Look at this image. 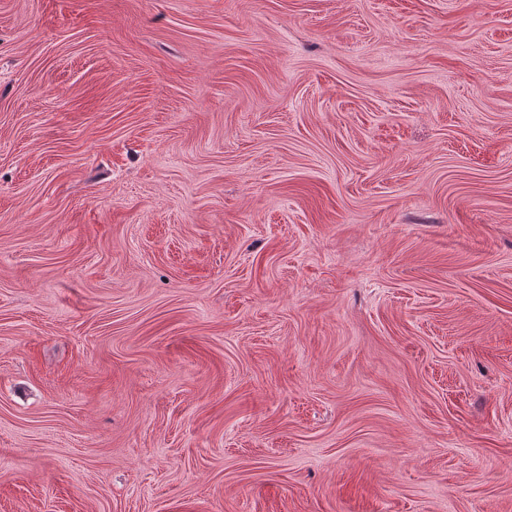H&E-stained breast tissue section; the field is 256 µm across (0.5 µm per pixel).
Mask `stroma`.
<instances>
[{"instance_id": "stroma-1", "label": "stroma", "mask_w": 512, "mask_h": 512, "mask_svg": "<svg viewBox=\"0 0 512 512\" xmlns=\"http://www.w3.org/2000/svg\"><path fill=\"white\" fill-rule=\"evenodd\" d=\"M0 512H512V0H0Z\"/></svg>"}]
</instances>
